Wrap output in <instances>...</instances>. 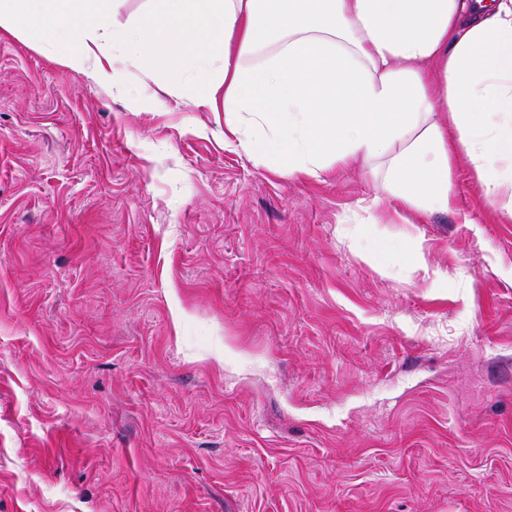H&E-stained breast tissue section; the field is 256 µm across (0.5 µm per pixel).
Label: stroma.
I'll return each mask as SVG.
<instances>
[{"label": "stroma", "mask_w": 512, "mask_h": 512, "mask_svg": "<svg viewBox=\"0 0 512 512\" xmlns=\"http://www.w3.org/2000/svg\"><path fill=\"white\" fill-rule=\"evenodd\" d=\"M195 76L0 30V512H512V183L368 208Z\"/></svg>", "instance_id": "1"}]
</instances>
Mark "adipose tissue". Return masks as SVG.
Listing matches in <instances>:
<instances>
[{
	"instance_id": "adipose-tissue-1",
	"label": "adipose tissue",
	"mask_w": 512,
	"mask_h": 512,
	"mask_svg": "<svg viewBox=\"0 0 512 512\" xmlns=\"http://www.w3.org/2000/svg\"><path fill=\"white\" fill-rule=\"evenodd\" d=\"M111 0H0V28L102 85L119 57L144 72L202 69L196 105L224 94V140L274 170L386 166L384 196L455 205L464 149L493 199L512 180V0H151L117 22Z\"/></svg>"
}]
</instances>
